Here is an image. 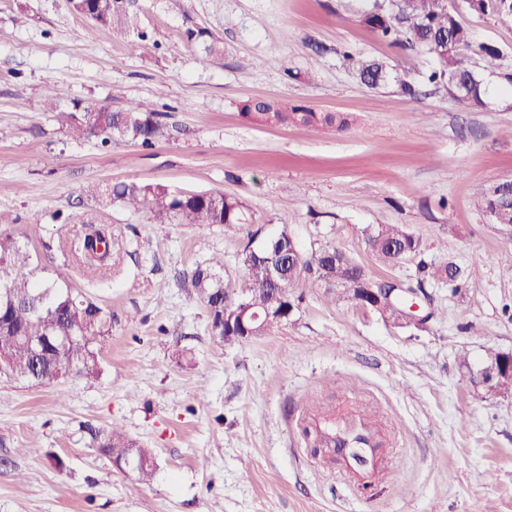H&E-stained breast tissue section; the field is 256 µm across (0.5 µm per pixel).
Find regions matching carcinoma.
I'll return each mask as SVG.
<instances>
[{
  "label": "carcinoma",
  "mask_w": 512,
  "mask_h": 512,
  "mask_svg": "<svg viewBox=\"0 0 512 512\" xmlns=\"http://www.w3.org/2000/svg\"><path fill=\"white\" fill-rule=\"evenodd\" d=\"M483 13L512 24V3L495 7L480 3ZM74 10L94 24L116 34L126 33L134 25L135 16L129 13L123 0H74ZM362 23L381 39L395 44L419 48L434 60L429 81L441 83L453 92L465 106L484 104L486 88L474 72L463 64L461 51L471 47V33L459 19V13L448 10L445 0H388L367 12ZM343 65L373 89L385 86L389 74L386 66L375 60L342 53ZM241 115L261 126L301 125L311 128H335L345 131L353 119L346 113L317 111L304 105H288L274 99L254 98L245 101ZM69 133L73 138H96L106 146L116 138L145 148L170 136L166 125L150 102H138L129 108L113 112L106 107L88 108L68 115ZM89 193L102 205H120L133 212H145L153 224H222L241 229L254 223L246 204L222 193L181 194L162 184H140L134 181L115 185L89 187ZM395 243L417 256L421 244L413 234L398 224H379L366 236V244L380 260L388 265L398 263V255L389 250ZM75 252L90 267L94 259L101 261L117 253V243L101 227L79 239ZM337 252L332 245H320L304 253L302 266L288 270V275L273 283L269 280L263 261L256 259L248 248L239 254V264L249 292L247 302L257 308L266 306L276 289L282 305L295 308L299 288L305 280L328 277L339 281L368 284L370 277L361 264L351 265L341 256L331 259L326 253ZM413 293H422L426 283L458 281L459 268L437 266L425 259L417 264ZM30 250L14 237L0 234V351L9 352L14 360L17 379L48 377L53 366L75 363L83 368V377L96 379L101 370L95 343L112 334V315L97 302L85 303L87 295L74 290L68 283L34 276ZM191 287L205 299L212 333L226 342L236 341L235 332L224 329V312H232L238 300L236 289L224 281V257L199 264L191 274ZM70 332L79 337L76 343L62 351L50 350V356H36L30 343L48 336ZM92 444L108 456L121 457L128 453L140 459L138 468L142 482L151 480L154 472L152 451L130 438L121 426L107 428L85 427Z\"/></svg>",
  "instance_id": "obj_1"
}]
</instances>
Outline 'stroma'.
Instances as JSON below:
<instances>
[{
	"label": "stroma",
	"instance_id": "obj_1",
	"mask_svg": "<svg viewBox=\"0 0 512 512\" xmlns=\"http://www.w3.org/2000/svg\"><path fill=\"white\" fill-rule=\"evenodd\" d=\"M371 5L135 0L149 38L133 51L70 0H0V211L12 217L0 229L29 246L37 277L65 278L112 315L98 379L0 376V512H512V391L492 397L471 380L489 351L512 350V233L473 198L512 180L501 78L512 72V27L463 13L472 45L462 59L489 88L484 105L466 107L425 81L430 55L361 23ZM191 29L223 54L206 56ZM344 50L383 61L392 82L369 89L342 65ZM250 98L356 122L345 132L255 125L239 111ZM140 101L172 133L152 149L67 133L75 107ZM129 181L240 198L262 237L286 229L304 249L336 246L376 281L415 274V262L385 264L366 244V229L399 224L425 259L460 268V287L427 286L441 314L417 330L331 304L309 279L287 324L227 343L189 276L220 254L240 285L245 231L153 224L85 194ZM90 223L124 243L92 281L70 252ZM315 415L362 417L381 442L374 470L358 476L314 453ZM88 424L120 425L152 449V480L92 447Z\"/></svg>",
	"mask_w": 512,
	"mask_h": 512
}]
</instances>
